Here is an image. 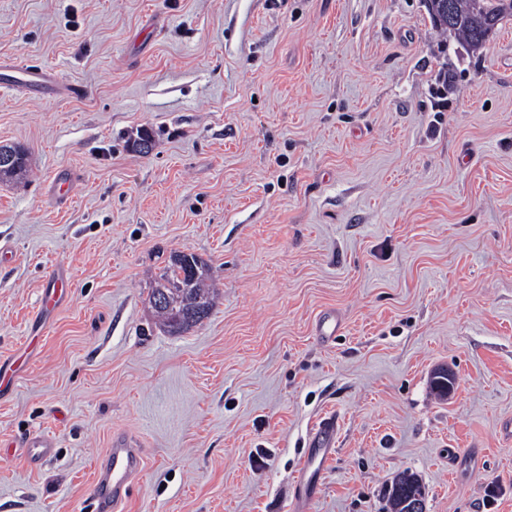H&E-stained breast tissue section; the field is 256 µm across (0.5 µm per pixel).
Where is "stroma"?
I'll return each instance as SVG.
<instances>
[{
    "label": "stroma",
    "mask_w": 512,
    "mask_h": 512,
    "mask_svg": "<svg viewBox=\"0 0 512 512\" xmlns=\"http://www.w3.org/2000/svg\"><path fill=\"white\" fill-rule=\"evenodd\" d=\"M440 40L423 0H0V63L68 87L0 75L29 155L0 181V512H92L116 431L146 458L123 512H299L327 417L308 512H390L407 471L426 512H512V17L472 58ZM176 252L216 303L171 334L148 297ZM3 68L20 75L21 78L16 79L29 94L46 96L59 89V80L54 74L44 72L35 66L15 64L3 66ZM50 278L52 288L45 294L42 302V310L46 312L54 309L59 302L66 298L70 285L69 279L64 274L56 273L50 276ZM337 434V423L331 418H325L320 422L309 439L308 451L305 455L302 467L299 470L300 496L298 502L302 508L316 495L318 480L321 474L323 462L329 458L334 448Z\"/></svg>",
    "instance_id": "35a3bbf8"
}]
</instances>
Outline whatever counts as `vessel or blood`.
Returning a JSON list of instances; mask_svg holds the SVG:
<instances>
[{"label": "vessel or blood", "instance_id": "b4317fda", "mask_svg": "<svg viewBox=\"0 0 512 512\" xmlns=\"http://www.w3.org/2000/svg\"><path fill=\"white\" fill-rule=\"evenodd\" d=\"M12 71L19 75L21 86L30 94L46 96L59 88V80L55 75L35 66L16 64ZM51 281L52 288L42 302V309L46 312L66 298L69 288V280L64 274H53ZM336 434L337 424L329 417L322 420L311 434L309 449L299 470L300 506H307L315 497L321 467L330 456ZM144 467L145 456L141 441L131 435L113 436L89 493L95 512H121L132 480Z\"/></svg>", "mask_w": 512, "mask_h": 512}]
</instances>
